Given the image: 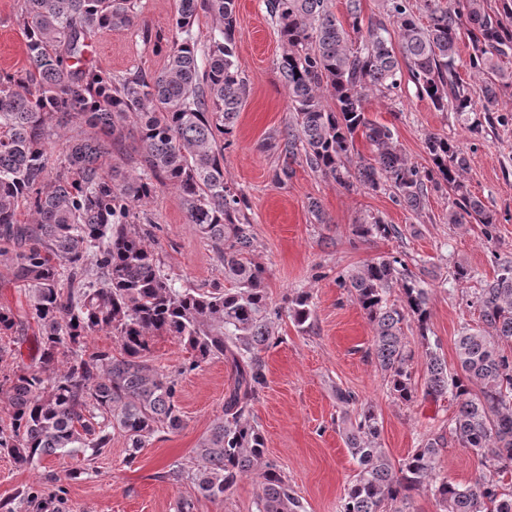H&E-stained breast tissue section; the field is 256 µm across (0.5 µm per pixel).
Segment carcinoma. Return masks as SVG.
Wrapping results in <instances>:
<instances>
[{
    "instance_id": "obj_1",
    "label": "carcinoma",
    "mask_w": 512,
    "mask_h": 512,
    "mask_svg": "<svg viewBox=\"0 0 512 512\" xmlns=\"http://www.w3.org/2000/svg\"><path fill=\"white\" fill-rule=\"evenodd\" d=\"M237 0H179L172 20L167 63L159 72L124 74L86 62L89 41L103 30L151 31L137 0H18L26 38L27 66L0 72V257L27 291L28 309L18 315L0 307V334H15L34 321L38 366L18 348L0 346V362H12L11 414L0 424V453L20 466L56 454L98 455L124 435L126 463L163 429L184 419L176 404L178 379L144 360L148 338L174 336L193 356L192 366L222 358L234 383L223 414L197 447L194 466H175L168 476H187L205 499L224 498L239 477L255 474L261 495L257 512H304L288 482L264 461L265 437L252 405L266 382L261 353L271 344L275 322L286 316L310 328V296L288 306L272 303L267 270L252 258L255 235L243 190L224 179V149L231 143L246 85L235 40ZM284 45L277 69L288 89L293 117L281 135L284 161L275 181L286 184L294 164L306 165L348 191L393 189L395 202L424 208L428 190L454 196L450 224H481L492 235L495 214L467 188L468 157L438 134L425 139L432 165L421 169L405 156L394 133L367 116L365 102L379 92L395 95L405 63L420 96L439 112H453L471 136L485 133L480 113L490 112L512 90V0H385V18L364 21L360 0H348V25L325 0H267ZM219 26L198 46L193 24L199 13ZM398 28L392 41L385 19ZM467 38L466 67L482 78L474 100L458 71L459 41ZM330 91L335 108L324 104ZM139 136V172L103 170L102 160L123 138L129 119ZM79 123L92 134L69 141L54 157L62 130ZM372 147L351 159L355 139ZM175 189L186 223L224 263L228 288H185L157 256L151 223L137 226L132 204L163 187ZM27 212L33 223L20 221ZM362 241L400 235L393 224L370 216L355 225ZM374 336L367 355L390 392L410 402L451 396L455 411L448 436L470 450L481 466L465 486L436 480L444 435L423 440L395 464L380 441L381 422L364 405L345 428L344 442L357 469L339 512H408L406 491L433 482L442 512H512V259L497 261L474 305L481 326L463 327L456 340L457 369L427 346L423 388L413 376L404 327L428 339L427 289L400 256L374 258L337 277ZM400 300H391L394 287ZM108 330L120 354L87 349L94 332Z\"/></svg>"
}]
</instances>
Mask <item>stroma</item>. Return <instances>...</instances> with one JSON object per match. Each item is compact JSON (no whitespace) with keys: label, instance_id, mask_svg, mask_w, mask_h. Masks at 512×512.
I'll return each instance as SVG.
<instances>
[{"label":"stroma","instance_id":"35a3bbf8","mask_svg":"<svg viewBox=\"0 0 512 512\" xmlns=\"http://www.w3.org/2000/svg\"><path fill=\"white\" fill-rule=\"evenodd\" d=\"M140 9L152 32L151 42H144L135 30L100 31L87 53L93 66L115 74L164 67L177 0H140ZM235 40L247 90L224 152V177L249 198L257 239L254 259L268 271L269 297L280 303L306 291L312 309L306 332H299L289 319L276 321L274 344L263 354L266 385L253 413L266 439V462L288 479L305 512H338L356 465L344 443L337 389L352 391L359 404L375 409L382 422V445L396 463L427 436L446 434L455 406L445 398L421 396L403 402L390 393L366 354L372 327L336 278L374 257L405 255L430 291L428 338L413 329L407 333L415 352L414 372L422 374L430 340L438 342L448 364H455L461 328L478 320L469 300L493 278L497 258L512 257V122L489 123L483 138L472 139L453 113L436 111L428 99L419 98L407 75L398 94H373L366 103L368 117L393 129L415 165L430 166L424 141L431 134L448 137L468 154L465 182L498 218L491 240L482 225L449 223L453 197L444 191H429L424 209L416 213L396 204L392 191L349 192L303 163L297 165L293 179L281 185L274 180L283 162L276 143L292 113L276 67L282 52L279 27L265 0H238ZM26 64L17 2L0 0V69L14 72ZM313 200L320 204L326 223H317L312 216ZM139 208L157 224L159 253L181 284L205 290L223 286V266L195 227L186 223L173 189L160 190ZM370 213L396 225L399 237L357 239L353 226ZM458 264L472 269L474 278L452 281L450 273ZM191 359L190 350L173 336L151 337L145 356L152 367L179 372L176 402L185 421L182 429L156 434L131 465L126 462V439L118 432L110 447L95 457L59 454L21 467L0 453V500L34 486L40 490L44 512H176L183 501L192 503L193 512H257L260 486L255 476H243L223 500L214 502L202 498L193 484L166 476L173 465L192 462L194 448L221 415L224 396L233 384L224 360L213 359L193 369ZM47 471L61 475L62 483L42 484ZM436 471L450 482L466 485L478 476V461L447 439Z\"/></svg>","mask_w":512,"mask_h":512}]
</instances>
